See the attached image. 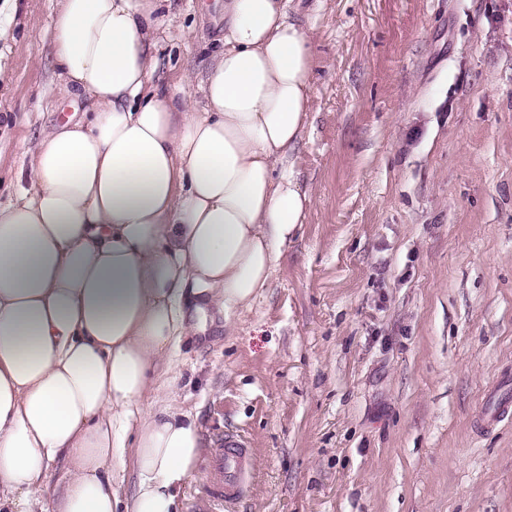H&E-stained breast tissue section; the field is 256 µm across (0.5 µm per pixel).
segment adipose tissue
<instances>
[{"instance_id": "ef3b65f1", "label": "adipose tissue", "mask_w": 512, "mask_h": 512, "mask_svg": "<svg viewBox=\"0 0 512 512\" xmlns=\"http://www.w3.org/2000/svg\"><path fill=\"white\" fill-rule=\"evenodd\" d=\"M170 6L58 0L62 95L84 108L0 204V512H179L202 452L170 403L183 300L250 305L310 202L283 168L315 104L294 0H224L200 80L157 76Z\"/></svg>"}]
</instances>
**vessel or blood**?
Masks as SVG:
<instances>
[{"instance_id": "b4317fda", "label": "vessel or blood", "mask_w": 512, "mask_h": 512, "mask_svg": "<svg viewBox=\"0 0 512 512\" xmlns=\"http://www.w3.org/2000/svg\"><path fill=\"white\" fill-rule=\"evenodd\" d=\"M252 466L247 441L238 435L221 438L211 452L205 495L210 508L218 512L244 491V478Z\"/></svg>"}]
</instances>
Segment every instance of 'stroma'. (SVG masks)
<instances>
[{"instance_id":"1","label":"stroma","mask_w":512,"mask_h":512,"mask_svg":"<svg viewBox=\"0 0 512 512\" xmlns=\"http://www.w3.org/2000/svg\"><path fill=\"white\" fill-rule=\"evenodd\" d=\"M57 0H7L0 198L70 109ZM315 110L289 167L312 195L270 285L208 307L171 356L204 448L247 439L224 512H512V0H300ZM224 0H172L160 75L203 78ZM233 334H226L225 323Z\"/></svg>"}]
</instances>
